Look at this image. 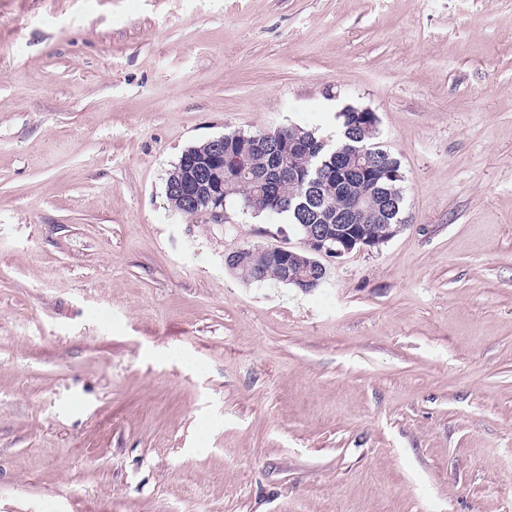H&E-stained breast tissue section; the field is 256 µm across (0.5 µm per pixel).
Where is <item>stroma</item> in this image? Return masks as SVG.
<instances>
[{
    "label": "stroma",
    "instance_id": "stroma-1",
    "mask_svg": "<svg viewBox=\"0 0 512 512\" xmlns=\"http://www.w3.org/2000/svg\"><path fill=\"white\" fill-rule=\"evenodd\" d=\"M332 101L409 222L243 281L167 177ZM0 512H512V0H0Z\"/></svg>",
    "mask_w": 512,
    "mask_h": 512
}]
</instances>
